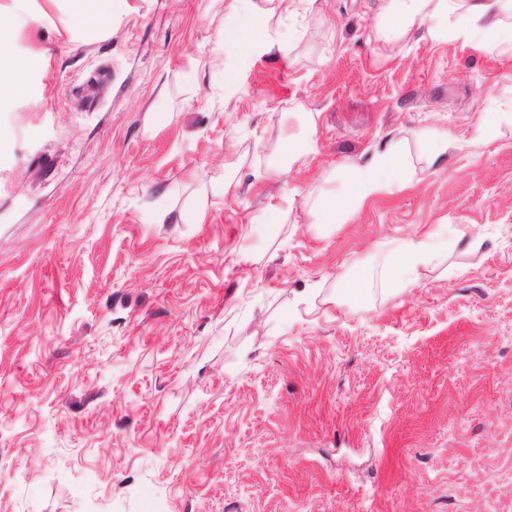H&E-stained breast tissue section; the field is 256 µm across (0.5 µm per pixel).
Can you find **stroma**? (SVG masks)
I'll list each match as a JSON object with an SVG mask.
<instances>
[{
	"mask_svg": "<svg viewBox=\"0 0 512 512\" xmlns=\"http://www.w3.org/2000/svg\"><path fill=\"white\" fill-rule=\"evenodd\" d=\"M224 4L129 0L89 38L32 0L12 44L49 66L0 111V512H512V52L316 0L267 18L287 54L224 58ZM393 140L409 180L313 223ZM441 224L480 249L393 290ZM465 238H471V233L467 226L459 224L416 231L399 241L394 250L395 263L388 276L405 288L417 287L419 268L442 264L448 258V246Z\"/></svg>",
	"mask_w": 512,
	"mask_h": 512,
	"instance_id": "1",
	"label": "stroma"
}]
</instances>
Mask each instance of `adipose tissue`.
Instances as JSON below:
<instances>
[{"label": "adipose tissue", "mask_w": 512, "mask_h": 512, "mask_svg": "<svg viewBox=\"0 0 512 512\" xmlns=\"http://www.w3.org/2000/svg\"><path fill=\"white\" fill-rule=\"evenodd\" d=\"M377 25L381 30L406 31L415 22L429 23L448 13H456L455 39L479 42L512 49V28L501 27L497 15L512 0H380ZM65 14L71 29L104 35L112 29V17L127 9V0H64ZM226 10L235 19L232 25H218L217 39L222 52L246 53L255 47L266 51L285 52L287 36L271 37L260 25L253 0H227ZM18 27L0 24V107L28 96L30 78L49 63L43 53L18 57L8 47L16 38ZM400 142L393 141L367 165L350 164L340 169L336 179L339 189L321 197L315 208L317 223L335 224L349 203L360 204L384 192L407 174ZM466 226L428 228L402 238L394 250L395 263L388 271L390 278L405 287L418 284L419 268L437 266L448 257L449 245L470 238Z\"/></svg>", "instance_id": "ef3b65f1"}]
</instances>
